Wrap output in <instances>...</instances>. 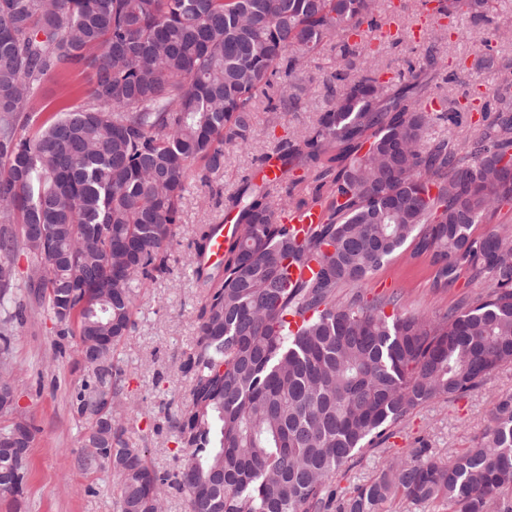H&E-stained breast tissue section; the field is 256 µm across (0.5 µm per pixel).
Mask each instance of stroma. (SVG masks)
Segmentation results:
<instances>
[{"instance_id":"obj_1","label":"stroma","mask_w":512,"mask_h":512,"mask_svg":"<svg viewBox=\"0 0 512 512\" xmlns=\"http://www.w3.org/2000/svg\"><path fill=\"white\" fill-rule=\"evenodd\" d=\"M376 5L379 25L391 23L401 32L399 40L377 48L380 67L405 76L426 51L436 57L428 94L440 99L443 111L458 113L459 121H438L433 136L454 137L460 125L477 123L480 113L461 111L460 101L478 85L483 102H491L505 71L478 65L462 69L454 62L486 53L512 57V45L494 40L481 45L483 28L465 16L458 19L457 36L437 42L428 27L416 42L410 32L420 21L419 0H377ZM333 57L326 49L309 60L310 81L297 109L281 110L274 123L264 110H257L249 145L227 148L223 171L211 175L209 183L190 179L181 202V222L166 250L168 270L141 290L134 310L135 328L114 352V361L127 378L121 418L125 438L131 446L147 449L158 472L174 471L177 460L187 454L177 440L174 418L189 396L190 379L182 364L195 341L204 295L187 261L189 245L199 225L217 223L224 215L225 196L253 180L261 160L276 152L281 141L308 129L328 106L336 90L329 79ZM90 78V69L71 67L63 79L44 85L40 97L57 106L80 104ZM412 251V246H404L361 285L365 299L396 294L401 312L438 318L462 299L490 288L488 278L466 270L451 286L435 287L431 256L416 257ZM14 300L22 304L24 317L13 325L9 367L17 387L18 409L32 419L37 432L29 449L27 494L17 504L0 499V512H116L112 472L106 467L85 468L83 428L70 410L72 393L90 374L80 359L77 340L59 336L57 325L28 289H15ZM509 394L512 364L497 368L479 389L461 398L437 399L417 407L405 422L390 429L385 441L367 450L347 474L336 478V486L348 490L365 483L386 460L406 457L421 444L441 456L473 446L486 429L497 399Z\"/></svg>"}]
</instances>
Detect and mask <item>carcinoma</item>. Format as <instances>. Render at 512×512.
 Wrapping results in <instances>:
<instances>
[{
	"mask_svg": "<svg viewBox=\"0 0 512 512\" xmlns=\"http://www.w3.org/2000/svg\"><path fill=\"white\" fill-rule=\"evenodd\" d=\"M376 0H0V386L16 286L14 254L29 256L28 287L89 349L101 340L73 401L107 465L117 512H162L163 488L189 512H380L397 498L441 512H512V395L499 399L482 439L444 458L413 450L338 495L333 481L363 450L430 400L477 388L512 363V232L472 228L512 205V79L459 139L434 138L438 120L422 97V68L381 84L366 42L346 35L374 25ZM439 9L491 23L492 0H439ZM335 51L336 98L313 125L279 147L286 198L251 183L227 198L236 226L221 265L205 255L215 225L202 224L190 255L206 289L183 365L189 399L175 417L190 450L159 474L124 427L94 423L100 400L125 388L114 350L129 335L140 289L166 270L165 245L195 164L201 182L224 167V148L245 147L257 102L275 114L306 91V60ZM361 61L352 71L355 61ZM86 62L84 100L43 115L42 87ZM302 175H297V171ZM311 178L315 196L295 198ZM322 205L325 220L297 241L276 222L285 208ZM18 225L13 230L12 225ZM42 225L38 240L26 225ZM432 254L436 283L469 267L489 291L436 320L406 315L398 297L341 295L406 243ZM318 261L308 281L288 265ZM393 307L388 315L385 308ZM301 318L290 329L285 317ZM17 418L0 426V471Z\"/></svg>",
	"mask_w": 512,
	"mask_h": 512,
	"instance_id": "cac0c4a2",
	"label": "carcinoma"
}]
</instances>
